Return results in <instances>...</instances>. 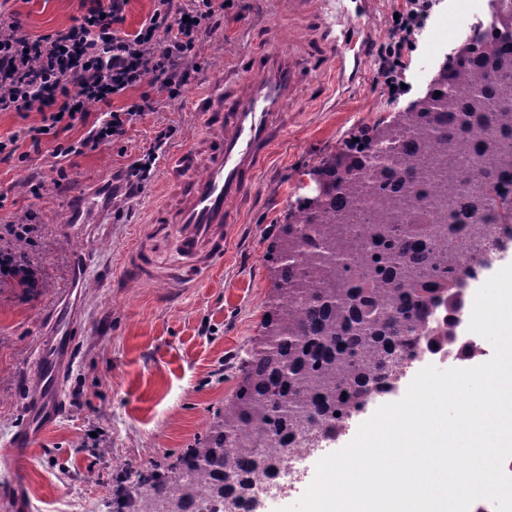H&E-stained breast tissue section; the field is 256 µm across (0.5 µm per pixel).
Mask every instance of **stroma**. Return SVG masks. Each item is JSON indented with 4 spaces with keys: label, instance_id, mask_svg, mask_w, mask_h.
I'll return each mask as SVG.
<instances>
[{
    "label": "stroma",
    "instance_id": "obj_1",
    "mask_svg": "<svg viewBox=\"0 0 512 512\" xmlns=\"http://www.w3.org/2000/svg\"><path fill=\"white\" fill-rule=\"evenodd\" d=\"M396 0H327L325 20L339 26L351 18L360 37L351 52L358 68L331 88L310 112H292L255 198L231 229L223 263L198 287L170 288L144 283L123 262L135 229L161 195L168 156L194 147L205 129L196 110L226 72L266 32L253 17L276 25L288 0H235L220 26L192 51L191 78L180 97L157 105L124 139L66 162L69 185L54 186V139L26 160L0 162V219L35 208L46 226L39 251L47 270L41 292L22 298L20 289L0 290V458L14 449L26 425V402L35 386L32 359L50 328L48 309L78 314L77 347L56 421L35 436L15 469L0 466V512H136L141 488L137 472L166 476L198 438L204 437L241 380L242 364L263 336V317L275 294V276L265 259L279 227L300 197L315 187L309 173L361 128L409 107L426 91L433 72L463 42L450 16L453 0H435L432 16L444 28H424L406 71L409 91L390 100L377 79V53ZM0 12L19 19L39 36L72 24L78 0H0ZM172 127L173 137L154 165L142 192H109L105 184L153 146L155 132ZM38 176L41 197L27 181ZM98 203L86 224L71 236L59 225L77 189ZM86 262L91 275L68 292L62 288L72 260Z\"/></svg>",
    "mask_w": 512,
    "mask_h": 512
}]
</instances>
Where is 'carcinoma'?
Segmentation results:
<instances>
[{"label":"carcinoma","instance_id":"carcinoma-1","mask_svg":"<svg viewBox=\"0 0 512 512\" xmlns=\"http://www.w3.org/2000/svg\"><path fill=\"white\" fill-rule=\"evenodd\" d=\"M478 48L443 63L425 94L361 141L325 157L314 192L296 201L267 253L276 294L221 422L180 466L147 488L137 512H187L198 499L241 496L276 474L296 432L339 434L388 380L412 340L434 352L447 337L428 321L465 295L462 267H486L481 236L450 224H512V0H498ZM440 95H435V92Z\"/></svg>","mask_w":512,"mask_h":512}]
</instances>
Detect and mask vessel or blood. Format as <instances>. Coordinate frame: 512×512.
I'll use <instances>...</instances> for the list:
<instances>
[{
    "mask_svg": "<svg viewBox=\"0 0 512 512\" xmlns=\"http://www.w3.org/2000/svg\"><path fill=\"white\" fill-rule=\"evenodd\" d=\"M325 0H290L284 18L303 45L266 40L250 50L237 77L218 83L198 104L207 134L201 148L170 160L167 186L177 187L172 205L156 208L140 225L127 265L140 277L190 288L224 259L227 231L239 223L253 186L267 165L308 73L338 82L346 70L348 43L322 18ZM167 237L180 257L177 268L158 264L148 239ZM54 348L39 349L33 364L42 392L61 399L72 334L57 330Z\"/></svg>",
    "mask_w": 512,
    "mask_h": 512,
    "instance_id": "vessel-or-blood-1",
    "label": "vessel or blood"
}]
</instances>
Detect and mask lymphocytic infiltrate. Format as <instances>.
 I'll use <instances>...</instances> for the list:
<instances>
[{"label": "lymphocytic infiltrate", "instance_id": "obj_1", "mask_svg": "<svg viewBox=\"0 0 512 512\" xmlns=\"http://www.w3.org/2000/svg\"><path fill=\"white\" fill-rule=\"evenodd\" d=\"M127 0H80L73 24L33 37L18 21L0 18V112L38 109L40 124L22 137L39 148L44 136L84 126L80 138L58 143L53 157L81 155L121 140L156 103L177 99L190 72L189 53L211 32L233 0H155L136 33L123 32ZM432 8V0H403L380 56L377 75L391 99L404 95L406 52ZM139 90L137 101L117 109L116 98ZM44 227L28 210L0 223V288L32 294L43 271L17 249L39 246Z\"/></svg>", "mask_w": 512, "mask_h": 512}]
</instances>
